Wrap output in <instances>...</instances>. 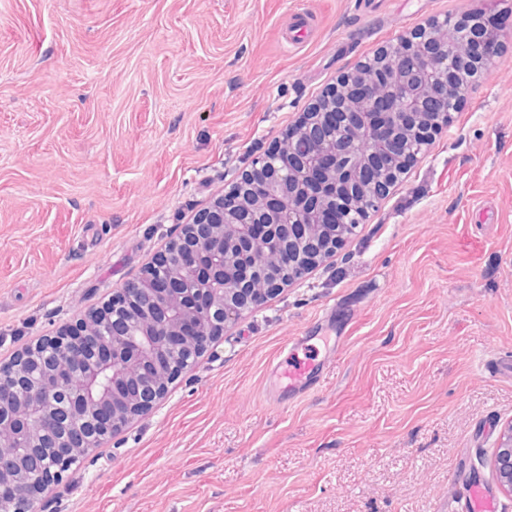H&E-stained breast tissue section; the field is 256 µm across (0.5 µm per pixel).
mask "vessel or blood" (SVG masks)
I'll list each match as a JSON object with an SVG mask.
<instances>
[{"label": "vessel or blood", "instance_id": "vessel-or-blood-1", "mask_svg": "<svg viewBox=\"0 0 512 512\" xmlns=\"http://www.w3.org/2000/svg\"><path fill=\"white\" fill-rule=\"evenodd\" d=\"M302 342V337H290L287 361L277 362L272 371L269 385L272 403H282L317 387L323 372L333 360L329 354L321 358L299 357L297 350ZM460 480L464 490L462 512H498L494 497L478 478L464 474Z\"/></svg>", "mask_w": 512, "mask_h": 512}]
</instances>
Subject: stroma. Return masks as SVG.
<instances>
[{
	"label": "stroma",
	"mask_w": 512,
	"mask_h": 512,
	"mask_svg": "<svg viewBox=\"0 0 512 512\" xmlns=\"http://www.w3.org/2000/svg\"><path fill=\"white\" fill-rule=\"evenodd\" d=\"M493 10L500 62L336 254L246 314L41 512H452L512 421V0H0V362L161 254L338 77ZM320 388L268 401L287 337Z\"/></svg>",
	"instance_id": "stroma-1"
}]
</instances>
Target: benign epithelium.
<instances>
[{
  "mask_svg": "<svg viewBox=\"0 0 512 512\" xmlns=\"http://www.w3.org/2000/svg\"><path fill=\"white\" fill-rule=\"evenodd\" d=\"M491 13L431 20L343 74L246 171L183 226L165 252L88 313L0 365V507L37 512L38 495L95 448L151 411L208 343L278 293L272 265L299 276L340 248L358 210L384 198L476 88L498 53ZM472 70L467 90L461 73ZM34 362L37 378L24 379ZM62 421L68 429L56 435ZM512 498V421L489 460Z\"/></svg>",
  "mask_w": 512,
  "mask_h": 512,
  "instance_id": "obj_1",
  "label": "benign epithelium"
}]
</instances>
